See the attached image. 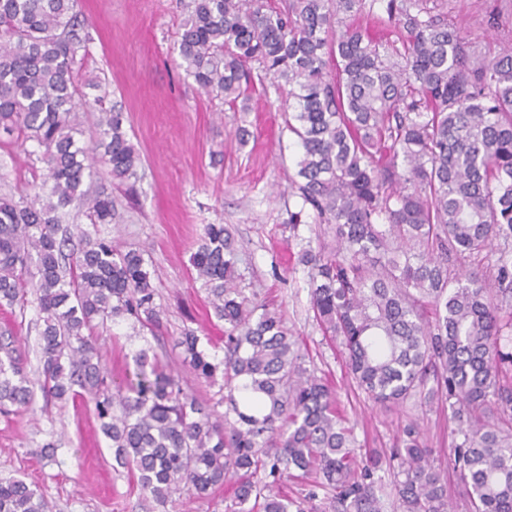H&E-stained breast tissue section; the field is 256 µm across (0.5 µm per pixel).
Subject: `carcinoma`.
I'll return each instance as SVG.
<instances>
[{
    "label": "carcinoma",
    "instance_id": "carcinoma-1",
    "mask_svg": "<svg viewBox=\"0 0 512 512\" xmlns=\"http://www.w3.org/2000/svg\"><path fill=\"white\" fill-rule=\"evenodd\" d=\"M372 2L404 52L348 21L362 0H191L180 56L198 87L232 108L255 68L286 86L295 188L332 235L300 255L316 321L341 340L369 401L447 395L470 512H512V50L482 55L429 0ZM77 4L0 0V129L24 151L34 144L44 163L33 199L0 196V306L27 303L35 262L43 321L35 381L15 336L0 340V412L27 408L36 383L59 401L92 396L116 467L161 505L230 483L227 512H309L303 503L320 490L332 512H384L378 472L397 467L402 512H448L445 476L417 422L404 426L396 455L357 460L334 390L307 373L282 316L240 297L235 241L222 224L205 225L191 261L224 322V360L191 329L178 345L194 377L222 371L226 411L187 393L150 346L108 382L95 330L117 318L156 324L159 311L140 252L84 231L68 258L69 239L58 236L70 208L93 226L112 223V194L91 188L95 154L122 181L141 162L123 113L82 99L74 73L88 33ZM79 107L98 113L83 144ZM489 253L485 271L464 268ZM291 469L315 476L302 503L279 490ZM0 512L50 506L24 480L0 479Z\"/></svg>",
    "mask_w": 512,
    "mask_h": 512
}]
</instances>
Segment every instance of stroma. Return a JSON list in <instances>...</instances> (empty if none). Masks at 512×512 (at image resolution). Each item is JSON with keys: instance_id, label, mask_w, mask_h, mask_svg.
<instances>
[{"instance_id": "obj_1", "label": "stroma", "mask_w": 512, "mask_h": 512, "mask_svg": "<svg viewBox=\"0 0 512 512\" xmlns=\"http://www.w3.org/2000/svg\"><path fill=\"white\" fill-rule=\"evenodd\" d=\"M189 0H79L91 40L78 65L87 99L104 97L123 112V128L141 155L133 192L113 189L111 223L95 228L120 251L144 253L156 289L161 323L149 330L133 320L111 325L97 344L108 374L122 378L133 352L152 346L190 392L225 411L219 384L187 375L177 340L196 330L216 359L224 357V324L190 264L205 225L230 228L238 247V286L249 300L281 311L307 368L329 380L352 428L358 450L390 455L402 427L418 420L431 462L448 481L452 512H469L454 448L456 424L444 397L428 407L411 399L382 407L367 400L347 373L339 342L325 336L310 309L308 269L299 256L308 240L328 234L325 224H291L302 204L293 182L298 149L285 125L284 95L255 85L249 109L234 111L187 76L178 33ZM448 22L486 55L512 46V0H447ZM250 132L239 146L237 127ZM39 153L0 141V194L24 190L42 172ZM42 327L36 305L0 307V332L18 338L25 370L39 365ZM53 450H46V443ZM90 396L47 400L35 393L29 410L0 413V478L36 487L51 512H225L230 499L218 488L206 499L189 495L157 504L127 471H114Z\"/></svg>"}]
</instances>
